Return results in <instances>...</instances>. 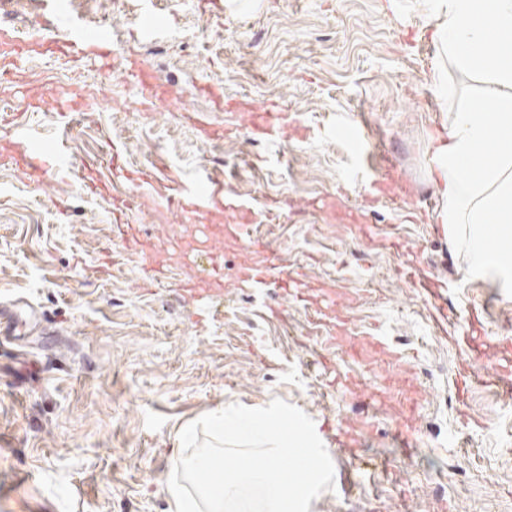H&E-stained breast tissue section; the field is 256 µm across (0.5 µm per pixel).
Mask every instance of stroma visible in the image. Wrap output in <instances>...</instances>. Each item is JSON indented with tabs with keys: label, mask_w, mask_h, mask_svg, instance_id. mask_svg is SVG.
<instances>
[{
	"label": "stroma",
	"mask_w": 512,
	"mask_h": 512,
	"mask_svg": "<svg viewBox=\"0 0 512 512\" xmlns=\"http://www.w3.org/2000/svg\"><path fill=\"white\" fill-rule=\"evenodd\" d=\"M48 2L12 0L0 18L13 36L0 57L18 66L0 79V303L21 297L45 316L43 335L26 346L0 340V512H171L168 480L187 424L275 398L313 422L338 421L360 411L354 389L385 385L384 373L351 361L294 296L228 287L218 313L199 322L179 296V254H165L172 275L159 283L139 279L135 252L116 249L103 263L113 192L137 195L127 221L157 243L179 229L154 190L113 183L101 159L116 143L128 167H220L226 191L254 208L290 201L283 223L253 225L252 236L305 267L311 282L335 286L353 323L383 332L413 363L414 456L393 439L396 418L382 408L351 452L334 457L335 488L309 512H512V401L478 384L462 398L456 391L468 306L484 309L472 328L481 362L512 368V273L474 276L464 240L439 220L435 139L482 96L483 78L439 68L435 0H222L220 16L190 0H153L169 30L148 40L136 37L146 0H98L84 14L76 0H57L63 14L108 25L113 47L132 54L153 88L148 112L120 78L103 79L100 65L45 54V36L65 35ZM64 70L84 110L68 142L70 167L45 172L27 166L17 128L47 144L59 139L63 117L29 105L59 93ZM271 101L293 117L274 145L249 129ZM187 112L206 114L222 142L199 139ZM338 119L365 125L362 154L343 135L299 132ZM386 156L413 189L397 203H373L369 180ZM91 179L101 191H88ZM326 195L362 223L309 208ZM411 210L417 221H406ZM411 262L456 280L446 331L434 328L433 300L398 277ZM323 359L346 383L323 375Z\"/></svg>",
	"instance_id": "stroma-1"
}]
</instances>
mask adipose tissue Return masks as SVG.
Masks as SVG:
<instances>
[{
  "label": "adipose tissue",
  "mask_w": 512,
  "mask_h": 512,
  "mask_svg": "<svg viewBox=\"0 0 512 512\" xmlns=\"http://www.w3.org/2000/svg\"><path fill=\"white\" fill-rule=\"evenodd\" d=\"M435 36L449 63L485 76L491 111L463 107L433 156L441 224L466 225L473 273L512 270L489 225L512 234V0H437Z\"/></svg>",
  "instance_id": "ef3b65f1"
}]
</instances>
